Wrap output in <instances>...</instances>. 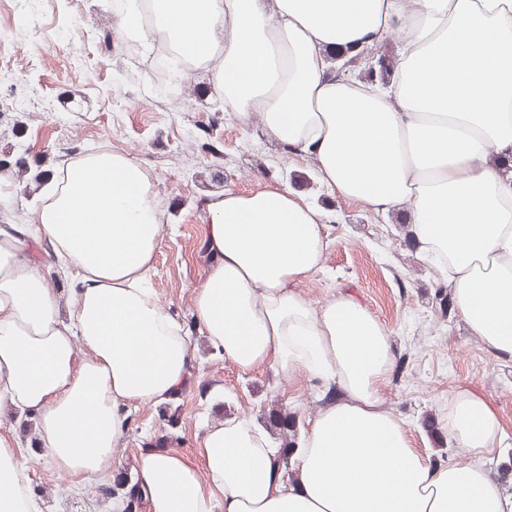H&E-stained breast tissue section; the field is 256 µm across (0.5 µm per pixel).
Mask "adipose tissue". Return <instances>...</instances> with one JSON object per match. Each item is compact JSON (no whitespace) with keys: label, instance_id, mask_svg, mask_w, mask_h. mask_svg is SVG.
<instances>
[{"label":"adipose tissue","instance_id":"ef3b65f1","mask_svg":"<svg viewBox=\"0 0 512 512\" xmlns=\"http://www.w3.org/2000/svg\"><path fill=\"white\" fill-rule=\"evenodd\" d=\"M144 48L164 38L212 71L225 111L259 115L265 134L314 158L321 182L376 213L407 211L421 256L450 284L472 331L512 355V0H114ZM398 35L394 71L365 83L336 72ZM224 63L210 68L215 52ZM220 260L195 310L225 360L247 371L332 380L344 396L310 420L284 484L278 450L251 421L200 442L207 481L180 457L137 463L150 512H512L478 464L434 467L411 448L377 386L393 358L388 330L357 302L315 306L299 289L319 270L326 215L281 186L207 203ZM152 182L131 157L89 153L55 177L31 224L0 226V402L38 416L39 444L74 482L110 475L125 405L166 399L193 349L145 275L158 244ZM78 284L57 316L41 239ZM88 357H80V349ZM448 433L481 451L494 413L457 394ZM27 467L0 436V512H36Z\"/></svg>","mask_w":512,"mask_h":512}]
</instances>
